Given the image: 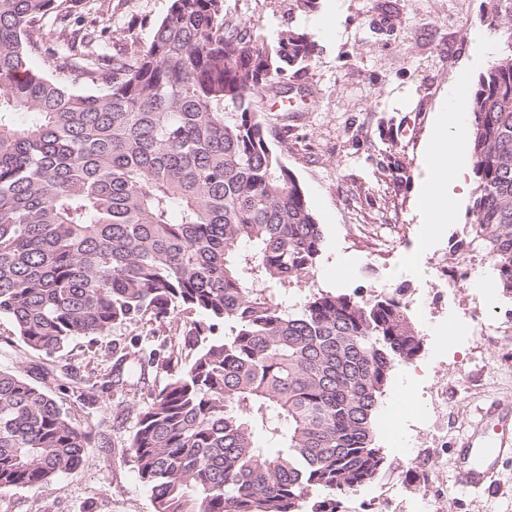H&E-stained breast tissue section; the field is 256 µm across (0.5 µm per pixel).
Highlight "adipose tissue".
<instances>
[{
    "label": "adipose tissue",
    "mask_w": 512,
    "mask_h": 512,
    "mask_svg": "<svg viewBox=\"0 0 512 512\" xmlns=\"http://www.w3.org/2000/svg\"><path fill=\"white\" fill-rule=\"evenodd\" d=\"M467 92L466 75L458 73L430 118L421 148L423 175L416 185V204L425 247L432 244L440 225L454 222L469 186L470 163L464 151L468 115L458 107Z\"/></svg>",
    "instance_id": "ef3b65f1"
}]
</instances>
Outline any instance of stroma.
<instances>
[{"mask_svg": "<svg viewBox=\"0 0 512 512\" xmlns=\"http://www.w3.org/2000/svg\"><path fill=\"white\" fill-rule=\"evenodd\" d=\"M257 36L276 41L288 19V0H226ZM170 0H112L96 15L111 50L148 43ZM318 53L301 79L283 84L284 104L260 102L282 161L304 186L324 232L316 287L370 300L402 287L422 348L414 360L395 365L377 409L375 444L385 466L353 494L346 512H512V455L498 466L493 490L473 494L456 482V450L472 435L481 409L512 405V334L496 325L512 318V299L486 296L473 282L488 270L482 251L462 264L451 253L470 218L459 209L444 225L422 271L401 275L400 262L414 249L419 226L413 190L421 173L418 148L440 94L460 69L477 81L491 65L473 41L482 32L494 50L501 29L491 26L487 0H316L297 14ZM306 101H297L298 86ZM462 339L448 341L451 328ZM155 324L142 320L115 328L90 343L74 339L64 356L28 352L12 322L0 317V366L60 396L77 423L92 431L77 472L46 490L0 493V512H154L151 494L126 455L136 429L119 397L86 390L79 408L66 388L72 376L109 373L116 359Z\"/></svg>", "mask_w": 512, "mask_h": 512, "instance_id": "35a3bbf8", "label": "stroma"}]
</instances>
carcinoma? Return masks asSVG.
I'll return each instance as SVG.
<instances>
[{
    "instance_id": "cac0c4a2",
    "label": "carcinoma",
    "mask_w": 512,
    "mask_h": 512,
    "mask_svg": "<svg viewBox=\"0 0 512 512\" xmlns=\"http://www.w3.org/2000/svg\"><path fill=\"white\" fill-rule=\"evenodd\" d=\"M80 2L0 0V317L47 355L154 320L159 347L102 382L135 413L126 453L154 512H340L384 467L379 399L422 339L400 287L369 302L310 287L323 228L257 98L306 74L315 42L289 25L268 44L224 0H171L148 44L111 54L95 19L71 26ZM488 5L506 46L468 99L458 249L485 252L512 298V0ZM178 315L187 336L167 334ZM93 444L52 392L0 369V491L46 489Z\"/></svg>"
}]
</instances>
